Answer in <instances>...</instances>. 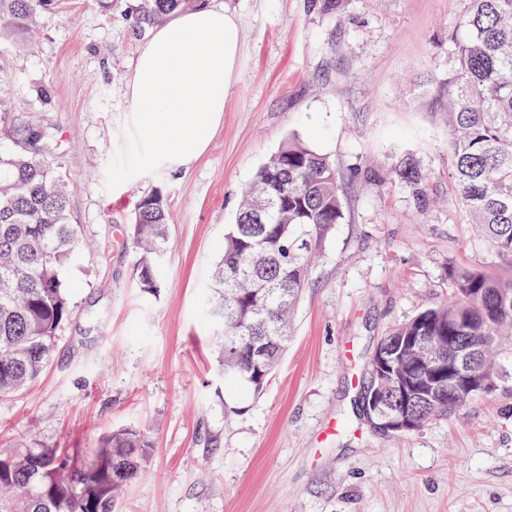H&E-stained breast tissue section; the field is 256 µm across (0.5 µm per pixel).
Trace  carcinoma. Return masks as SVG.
<instances>
[{"label": "carcinoma", "instance_id": "carcinoma-1", "mask_svg": "<svg viewBox=\"0 0 512 512\" xmlns=\"http://www.w3.org/2000/svg\"><path fill=\"white\" fill-rule=\"evenodd\" d=\"M185 0H142L147 18L167 15ZM463 41L451 50L448 74V147L454 187L470 221L512 260V0H466ZM48 0H0V39L28 31L48 11ZM13 148L0 151V395L30 386L48 367L61 327L73 314L62 270L85 243L70 222L64 175L53 162L58 142L45 128L18 116L0 119ZM393 174L418 203L426 177L406 164ZM343 219L342 191L330 158L291 135L259 171L224 234V254L212 272L204 318L214 328L224 384L260 395L288 348L292 308L308 285L311 263ZM167 207L159 191L143 195L133 213L132 244L141 287H159L167 242ZM451 300L437 301L382 336L368 371L364 404L373 394L384 411L398 405L394 386L410 389L424 376L410 360L375 369L383 349L410 345L416 336H470L472 360L488 390L502 383L492 361L499 336L512 329V276L448 269ZM459 406L448 392L429 403L414 398L415 428ZM143 429L125 428L94 448H30L0 455V512H116L123 485L148 459Z\"/></svg>", "mask_w": 512, "mask_h": 512}]
</instances>
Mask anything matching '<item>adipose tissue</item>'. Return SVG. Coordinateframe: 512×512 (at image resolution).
<instances>
[{
  "mask_svg": "<svg viewBox=\"0 0 512 512\" xmlns=\"http://www.w3.org/2000/svg\"><path fill=\"white\" fill-rule=\"evenodd\" d=\"M239 19L217 0H186L137 50L126 131L151 162L176 172L203 154L236 77Z\"/></svg>",
  "mask_w": 512,
  "mask_h": 512,
  "instance_id": "ef3b65f1",
  "label": "adipose tissue"
}]
</instances>
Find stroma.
Instances as JSON below:
<instances>
[{
    "mask_svg": "<svg viewBox=\"0 0 512 512\" xmlns=\"http://www.w3.org/2000/svg\"><path fill=\"white\" fill-rule=\"evenodd\" d=\"M223 3L241 21L235 84L207 151L176 173L126 133V82L153 29L140 0H51L23 44H0V98L60 139L71 219L92 243L62 273L74 308L50 366L0 397V449L146 429L119 512H512V339L495 356L502 387L448 417L392 434L358 409L378 338L445 296L450 265L512 274L450 177L448 48L466 36L465 0ZM292 134L335 162L344 218L273 380L244 398L224 390L203 306L244 188ZM408 157L427 204L392 174ZM155 190L169 246L150 292L130 216Z\"/></svg>",
    "mask_w": 512,
    "mask_h": 512,
    "instance_id": "1",
    "label": "stroma"
}]
</instances>
